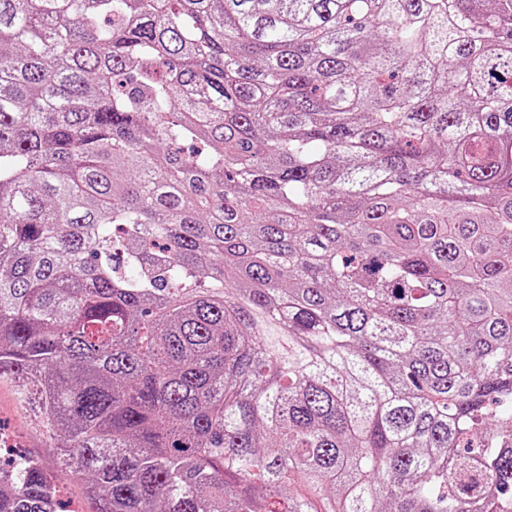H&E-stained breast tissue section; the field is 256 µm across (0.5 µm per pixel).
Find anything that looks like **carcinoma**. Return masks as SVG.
<instances>
[{
	"instance_id": "carcinoma-1",
	"label": "carcinoma",
	"mask_w": 512,
	"mask_h": 512,
	"mask_svg": "<svg viewBox=\"0 0 512 512\" xmlns=\"http://www.w3.org/2000/svg\"><path fill=\"white\" fill-rule=\"evenodd\" d=\"M13 376L88 512H512V0H0Z\"/></svg>"
}]
</instances>
